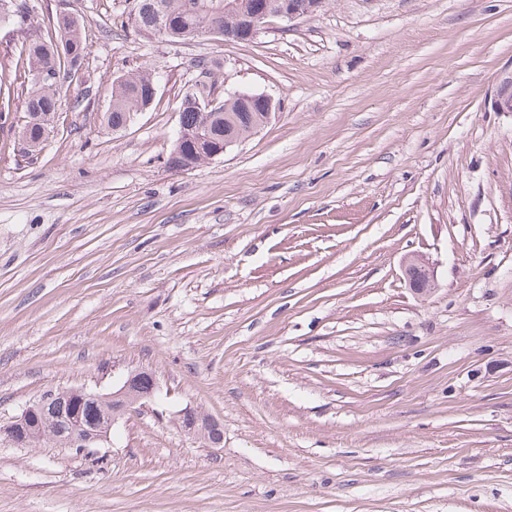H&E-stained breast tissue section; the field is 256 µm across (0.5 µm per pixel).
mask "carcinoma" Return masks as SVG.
<instances>
[{"instance_id": "obj_1", "label": "carcinoma", "mask_w": 512, "mask_h": 512, "mask_svg": "<svg viewBox=\"0 0 512 512\" xmlns=\"http://www.w3.org/2000/svg\"><path fill=\"white\" fill-rule=\"evenodd\" d=\"M160 14L175 23L168 40L178 43L209 33L216 25L224 26V0H138L134 19L136 28L146 34L154 32ZM23 53L31 75L46 68L57 72L63 67L79 69L81 58L87 54V44L83 41L78 17L71 13L57 15L50 23L47 35L30 40ZM153 84L155 79L148 73L115 80L110 105L103 116L104 124L114 130L124 123L127 114L147 107ZM57 96V81H30L26 97L27 115L21 130V138L27 142L30 155L43 148L51 133L48 121L56 114ZM210 112L212 120L203 129L200 111L192 105L183 104L180 106V127L187 135L201 128L212 139L222 141L226 136L243 139L250 136L254 128L264 125L263 113L258 108L241 111L238 102L230 97L211 108ZM60 429L61 425L53 421L39 424L28 434V447L35 448L48 441L60 442Z\"/></svg>"}]
</instances>
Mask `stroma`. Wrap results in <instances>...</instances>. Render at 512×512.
<instances>
[{"mask_svg":"<svg viewBox=\"0 0 512 512\" xmlns=\"http://www.w3.org/2000/svg\"><path fill=\"white\" fill-rule=\"evenodd\" d=\"M0 25V424L47 393L154 401L92 454L0 441V512H512V0H325L251 40L172 43L135 0H17ZM83 23L54 130L22 153V42ZM148 72L130 124L112 81ZM209 82L279 104L169 167ZM421 255L437 289L401 262ZM192 407L224 434H187ZM155 83L149 73L115 80L112 83L110 105L103 116L104 124L113 131L122 129L127 114L138 112L150 104V86ZM404 274L411 288L418 294L430 293L437 285L428 264L416 256H407L403 261Z\"/></svg>","mask_w":512,"mask_h":512,"instance_id":"stroma-1","label":"stroma"}]
</instances>
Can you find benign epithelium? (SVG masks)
Wrapping results in <instances>:
<instances>
[{
  "label": "benign epithelium",
  "instance_id": "obj_1",
  "mask_svg": "<svg viewBox=\"0 0 512 512\" xmlns=\"http://www.w3.org/2000/svg\"><path fill=\"white\" fill-rule=\"evenodd\" d=\"M322 7V0H310L305 11H300L292 0H254L250 5L241 4V0H226L224 13H234V22L224 25V39L248 41L253 39L258 31L270 18L291 22L301 16L310 15ZM232 97L244 105L255 101L259 102L266 117H271L276 111L274 100L262 94H249L236 92ZM495 105L500 112H512V73L503 77L496 92ZM238 143L236 139L224 141L207 146L202 157L212 160L225 154ZM404 274L411 288L418 294H426L436 288L433 272L428 264L416 256L410 255L403 261ZM150 376L145 371L128 374L121 381L117 390L109 394L91 393L83 388L49 393L29 405L20 416L6 425L0 426V440L15 446L25 443L21 430L31 424L39 416L57 417L62 414L73 420L66 445L71 448L87 450L107 440L117 421L128 411L154 396L155 384L142 388L144 378ZM93 398L100 402L107 410V421L89 433L83 432V427L76 418L79 413L72 406V401L83 398ZM181 417L186 420L185 430L196 437H207L209 443L219 445L223 442L220 424L208 415L194 409L182 412Z\"/></svg>",
  "mask_w": 512,
  "mask_h": 512
}]
</instances>
